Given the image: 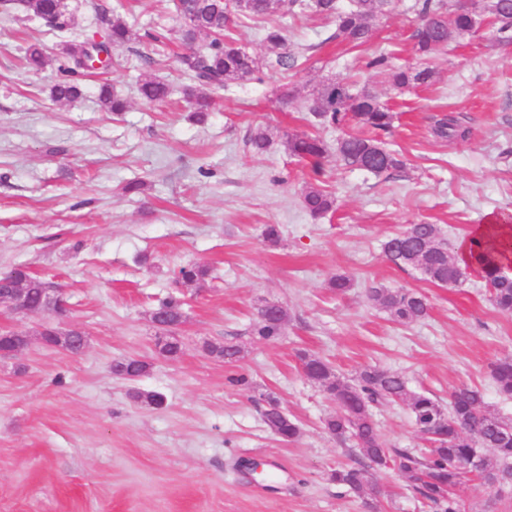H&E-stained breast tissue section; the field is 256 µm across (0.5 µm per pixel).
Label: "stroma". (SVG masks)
I'll use <instances>...</instances> for the list:
<instances>
[{
    "label": "stroma",
    "mask_w": 512,
    "mask_h": 512,
    "mask_svg": "<svg viewBox=\"0 0 512 512\" xmlns=\"http://www.w3.org/2000/svg\"><path fill=\"white\" fill-rule=\"evenodd\" d=\"M67 2L75 23L63 36L20 10L0 14V269L26 266L71 306L65 318L0 311V331L29 336L0 358V512H422L394 470H383L372 500L331 480L352 447L327 433L336 403L305 378L298 354L317 353L348 379L367 365L400 372L411 391L443 403L455 387L473 386L491 411L512 418V400L489 374L492 362L512 358V314L491 306L477 273L440 287L384 253L410 224L437 225L455 249L490 217L512 216V45L486 29L448 43L428 61L432 85L398 92L366 63L380 51L415 63L416 0H392L362 46L329 42L335 25L325 17L287 16L280 23L299 67L231 86L198 124L185 102L195 80L176 57L182 21L170 0ZM101 6L140 35L165 30L169 41L114 49L110 69L84 78L81 98L56 102L58 45L103 35ZM34 41L49 59L38 73L22 61ZM345 77L396 114L388 144L405 166L389 177L332 156L317 175L288 153L294 133H318L335 147L337 131L314 127L304 102L320 81ZM147 78L169 85L166 101L141 99ZM105 85L127 100L122 115L100 109ZM286 89L295 96L284 101ZM440 110L458 113L466 141L429 135ZM260 130L272 142L257 155L247 140ZM136 179L142 189L124 193ZM311 183L336 197L319 217L302 204ZM269 224L282 231L278 245L263 238ZM188 263L208 267L205 282L177 281ZM339 274L353 283L343 295L328 286ZM376 284L424 293L427 317L393 321L367 299ZM175 292L186 305L175 330L181 352L170 359L155 351L150 314ZM267 303L288 313L274 341L253 332ZM73 325L86 333L81 354L42 339ZM224 341L239 345L238 361L207 353ZM129 358L147 361L148 372L113 375V363ZM239 375L246 384H233ZM136 391L165 403L142 405ZM268 396L298 424L294 440L264 424ZM373 418L389 447L426 451L405 407L375 409ZM456 494L465 512H512L510 486L468 480Z\"/></svg>",
    "instance_id": "obj_1"
}]
</instances>
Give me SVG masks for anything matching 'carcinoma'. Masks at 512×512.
Returning a JSON list of instances; mask_svg holds the SVG:
<instances>
[{"instance_id":"carcinoma-1","label":"carcinoma","mask_w":512,"mask_h":512,"mask_svg":"<svg viewBox=\"0 0 512 512\" xmlns=\"http://www.w3.org/2000/svg\"><path fill=\"white\" fill-rule=\"evenodd\" d=\"M27 15L42 21L49 30L64 33L70 30L72 14L66 0H12ZM390 0H349L342 7L338 0H173L175 12L183 21L179 40L185 52L179 55L184 71L197 79L199 88L185 90V99L192 109V119L203 124L211 112L213 95L232 84L255 78L264 68L287 71L297 64L288 52L285 29L272 22L276 16H297L309 11L332 18L335 30L328 40H343L356 46L368 43L374 33V23L384 15ZM419 23L412 33L413 49L421 59L431 57L453 40L473 34L467 10L457 6V0H418ZM481 8L495 39L512 42V0H482ZM271 20L265 28V54L257 56L226 34L233 18ZM101 19L115 46L133 42L139 35L119 16L101 12ZM85 43L66 40L60 43L61 78L51 87L50 94L58 102H71L83 93V78L89 74L84 58ZM25 61L32 70L44 69L49 60L37 42L25 48ZM367 67L385 76L396 89L429 86L435 71L429 67L396 66L392 55L372 56ZM142 99L162 102L170 93L161 81L146 80L139 88ZM99 102L108 112L120 114L126 104L104 86ZM306 111L319 127H334L341 135L336 140V161L342 165L375 175L391 174L402 168L403 161L389 150L385 138L392 133L394 113L383 105L376 93L368 88L353 91V83L345 79L320 82L308 99ZM357 125L362 133H350L347 128ZM432 134L439 139L463 137L459 120L452 114L434 117ZM288 153L299 160H309L313 171L321 169L328 157L324 141L312 134H292L286 137ZM335 196L315 184L306 186L304 207L314 216L331 211ZM387 258L398 267L420 270L430 282L448 287L458 284L473 269L480 273L490 288L491 304L504 312H512V276L504 267L512 263V247L486 238H473L469 259L463 261L452 250L434 224H409L391 236L384 245ZM207 267L188 264L180 268L179 277L187 285L205 281ZM21 288L29 305L41 306L44 293L53 284L31 273L22 265L0 271V289ZM368 300L401 324L425 318L429 312L428 298L414 290L391 289L376 285L367 290ZM184 317V299L170 296L150 314L154 323L175 326ZM288 320L280 305L272 312H260L253 332L272 341L282 335ZM209 353L227 363L239 359L237 345L224 342L213 344ZM302 371L308 380L319 385L336 401L338 413L326 421L329 433L339 442L355 443L352 463L337 468L331 478L358 495L370 499L379 493L377 472L394 467L408 486L425 501L433 512H461L454 491L462 483L471 459L478 460L476 477L489 487L512 486V419L492 413L481 390L474 387L454 389L443 407L436 399L409 390L405 378L398 372L379 367L363 368L348 381L336 374L332 366L313 353L300 357ZM149 369L143 360L125 359L112 365L118 377L135 380ZM490 377L498 395L512 398V358L495 361ZM384 403L404 405L414 423L424 435H437L438 445L420 458L407 451L391 449L376 429L370 409ZM264 423L276 436L286 441L299 434L295 420L280 412L273 400L263 411Z\"/></svg>"}]
</instances>
